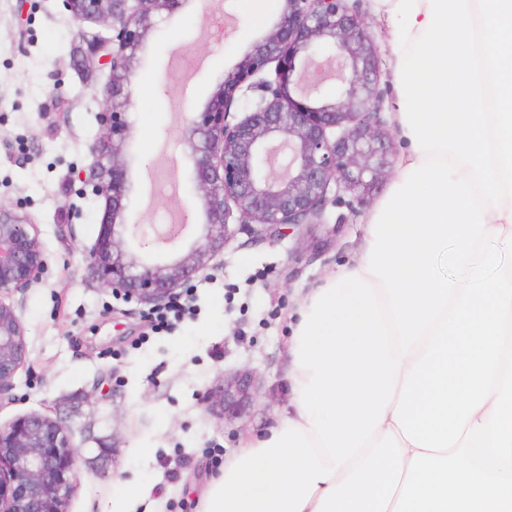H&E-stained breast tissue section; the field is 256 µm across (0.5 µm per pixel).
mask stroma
<instances>
[{"mask_svg":"<svg viewBox=\"0 0 512 512\" xmlns=\"http://www.w3.org/2000/svg\"><path fill=\"white\" fill-rule=\"evenodd\" d=\"M377 49L382 126L397 131L393 36L376 0H347ZM282 0H184L147 32L132 64L127 149L134 190L128 221L191 224L177 252L203 236L205 215L191 161L177 144L182 116L202 109L224 73L278 21ZM102 22L74 21L61 0H0V203H22L39 227L48 270L16 296L28 359L0 400V426L37 413L61 421L77 451L67 512H111L122 484L149 489L134 512H196L220 456H232L288 408V340L299 304L365 244L369 209L330 208L338 232L256 236L235 227L223 252L193 282L190 310L158 327L147 305L86 281L104 201L82 194L102 129L100 89L109 71L87 53ZM170 171L175 190L160 188ZM301 259H292L294 250ZM260 378L253 406L232 421L208 412L202 393L243 369Z\"/></svg>","mask_w":512,"mask_h":512,"instance_id":"35a3bbf8","label":"stroma"}]
</instances>
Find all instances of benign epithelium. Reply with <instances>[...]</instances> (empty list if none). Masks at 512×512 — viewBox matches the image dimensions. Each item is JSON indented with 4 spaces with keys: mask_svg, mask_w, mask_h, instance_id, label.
<instances>
[{
    "mask_svg": "<svg viewBox=\"0 0 512 512\" xmlns=\"http://www.w3.org/2000/svg\"><path fill=\"white\" fill-rule=\"evenodd\" d=\"M77 22H110L112 36L89 53L109 69L97 120L104 137L92 149L88 185L104 199L88 277L117 296L160 305L224 250L232 224H256L259 237L321 226L327 207L368 204L390 168L392 144L377 119L378 59L367 24L346 0H283L279 20L228 72L203 109L188 114L178 144L206 216L203 242L167 262L130 246L140 225L123 218L131 192L124 158L132 62L157 17L182 0H63ZM337 63L335 94L303 84L305 70ZM38 227L20 204L0 205V399L27 360L24 326L13 297L46 273ZM258 391L245 371L224 377L206 396L228 420ZM76 449L61 422L30 414L0 427V512H65Z\"/></svg>",
    "mask_w": 512,
    "mask_h": 512,
    "instance_id": "7a95c632",
    "label": "benign epithelium"
}]
</instances>
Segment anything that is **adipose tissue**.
<instances>
[{"label":"adipose tissue","mask_w":512,"mask_h":512,"mask_svg":"<svg viewBox=\"0 0 512 512\" xmlns=\"http://www.w3.org/2000/svg\"><path fill=\"white\" fill-rule=\"evenodd\" d=\"M408 150L198 512H512V0H377Z\"/></svg>","instance_id":"adipose-tissue-1"}]
</instances>
